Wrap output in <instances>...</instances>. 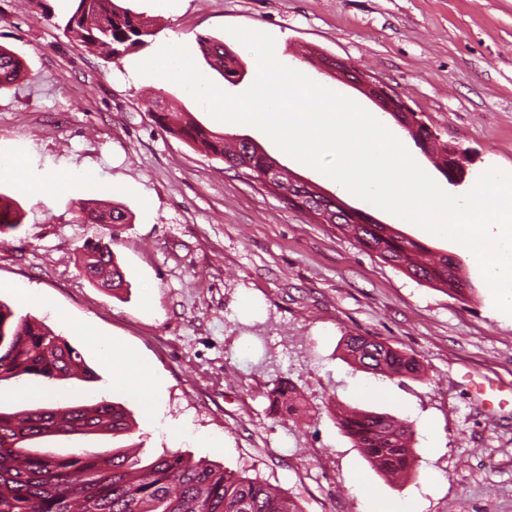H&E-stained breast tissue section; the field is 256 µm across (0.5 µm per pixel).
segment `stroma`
<instances>
[{
    "instance_id": "35a3bbf8",
    "label": "stroma",
    "mask_w": 512,
    "mask_h": 512,
    "mask_svg": "<svg viewBox=\"0 0 512 512\" xmlns=\"http://www.w3.org/2000/svg\"><path fill=\"white\" fill-rule=\"evenodd\" d=\"M148 17L147 44L112 61L68 40L69 0H0V46L25 77L0 89V194L20 224L0 234V301L44 322L77 348L96 381L0 382V408L107 399L127 408L132 436H59L44 450L70 454L138 443L143 458L168 442L148 429L146 398L116 384L89 340L134 350L154 370L165 416L221 438L183 441L182 452L276 486L303 512H365L375 498L420 512H512V316L498 310L471 253L371 209L297 162L262 132L214 119L174 82L140 81L132 64L174 41L203 74L237 95L257 73L228 32L270 33L286 66L376 114L404 143L408 132L359 90L303 59L305 48L359 66L392 86L442 142L466 152L450 183L431 156L413 157L441 187L468 191L482 173L512 168V0H122ZM224 42L245 72L230 84L208 67L196 39ZM177 102L205 127L247 135L301 178L370 212L436 253L461 260L474 287L460 296L417 282L375 254L288 207L263 187L162 131L150 98ZM128 210L125 224L75 217L63 189ZM108 242L128 288L113 294L81 272L87 246ZM37 300L19 299L18 289ZM54 306L46 311L40 298ZM70 326L59 325L55 311ZM374 336L413 356L420 377L390 379L348 362L343 339ZM280 383L306 407L273 404ZM414 424L415 473L389 482L336 425L333 404Z\"/></svg>"
}]
</instances>
